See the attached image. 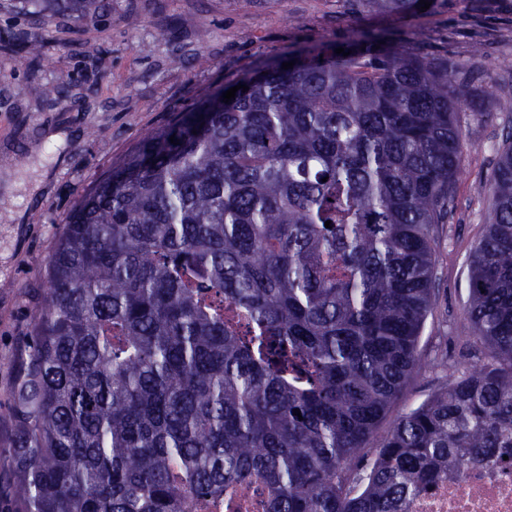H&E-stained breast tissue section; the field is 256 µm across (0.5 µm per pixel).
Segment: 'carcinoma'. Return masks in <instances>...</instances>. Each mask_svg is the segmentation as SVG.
<instances>
[{"mask_svg":"<svg viewBox=\"0 0 512 512\" xmlns=\"http://www.w3.org/2000/svg\"><path fill=\"white\" fill-rule=\"evenodd\" d=\"M65 4L80 18L108 0ZM384 39L361 28L348 56L302 47L247 71L224 107L206 96L145 134L71 212L9 356L17 512H215L252 489L263 512H404L512 448L509 129L469 265L482 358L365 453L425 364L435 229L474 100L454 60Z\"/></svg>","mask_w":512,"mask_h":512,"instance_id":"obj_1","label":"carcinoma"}]
</instances>
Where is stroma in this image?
<instances>
[{
	"mask_svg": "<svg viewBox=\"0 0 512 512\" xmlns=\"http://www.w3.org/2000/svg\"><path fill=\"white\" fill-rule=\"evenodd\" d=\"M388 33L393 45L454 58L484 92L483 110H460L467 145L448 220L438 225L437 309L420 337L425 356L449 346L456 366L474 361L466 317L471 256L490 212L485 191L506 146L512 114V0H440L428 17L356 12L350 0H110L100 14L73 20L37 15L0 0V512H16L7 356L28 339L46 286L50 255L66 219L100 176L143 135L242 73L285 52L348 41L357 28ZM41 43L38 58L18 43ZM65 89L51 105L34 87ZM453 375L426 366L379 424L383 440L408 409Z\"/></svg>",
	"mask_w": 512,
	"mask_h": 512,
	"instance_id": "1",
	"label": "stroma"
}]
</instances>
